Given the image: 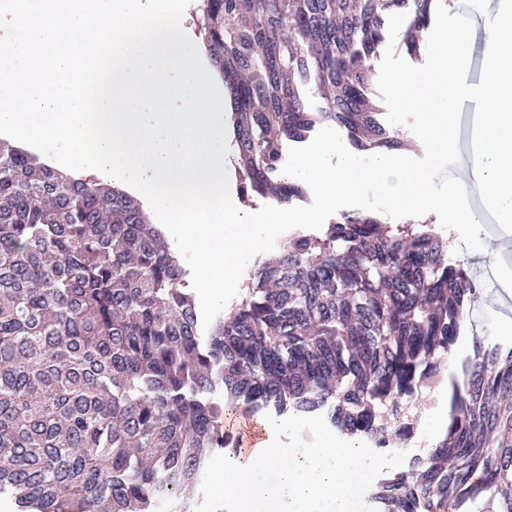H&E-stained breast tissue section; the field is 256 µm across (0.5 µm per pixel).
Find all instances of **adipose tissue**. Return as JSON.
Masks as SVG:
<instances>
[{
    "label": "adipose tissue",
    "instance_id": "adipose-tissue-1",
    "mask_svg": "<svg viewBox=\"0 0 512 512\" xmlns=\"http://www.w3.org/2000/svg\"><path fill=\"white\" fill-rule=\"evenodd\" d=\"M261 426L264 437L254 448L224 462L219 488L226 512H354L375 460L346 442L285 441L273 422Z\"/></svg>",
    "mask_w": 512,
    "mask_h": 512
}]
</instances>
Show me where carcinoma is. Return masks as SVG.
I'll list each match as a JSON object with an SVG mask.
<instances>
[{"mask_svg":"<svg viewBox=\"0 0 512 512\" xmlns=\"http://www.w3.org/2000/svg\"><path fill=\"white\" fill-rule=\"evenodd\" d=\"M434 2L195 0L242 202L303 197L283 154L318 126L406 146L380 120L372 61L393 13L418 56ZM185 278L129 193L0 140V496L16 512H192L243 407L406 440L477 291L432 225L368 213L289 234L206 330ZM461 374L445 437L378 490L382 512H512V348L473 337Z\"/></svg>","mask_w":512,"mask_h":512,"instance_id":"carcinoma-1","label":"carcinoma"}]
</instances>
